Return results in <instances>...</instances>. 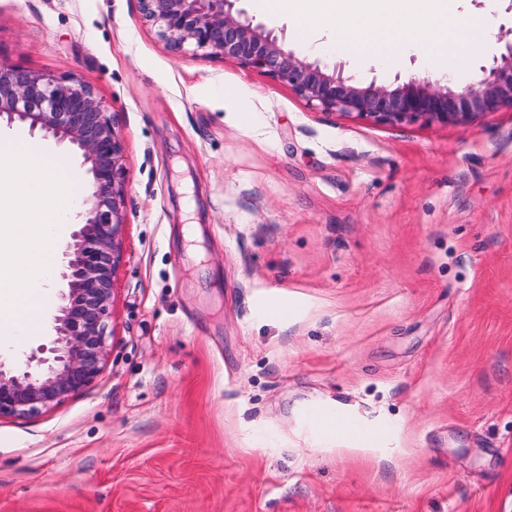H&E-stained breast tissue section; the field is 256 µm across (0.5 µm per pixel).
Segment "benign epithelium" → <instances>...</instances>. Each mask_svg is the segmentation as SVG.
Here are the masks:
<instances>
[{
    "label": "benign epithelium",
    "instance_id": "7a95c632",
    "mask_svg": "<svg viewBox=\"0 0 512 512\" xmlns=\"http://www.w3.org/2000/svg\"><path fill=\"white\" fill-rule=\"evenodd\" d=\"M236 0H139L144 20L174 53L192 51L259 68L288 85L308 105L377 124L420 119L468 125L512 108V40L501 63L463 91L411 78L395 87H360L341 69L320 66L286 50L282 39L234 11ZM39 131L69 143L83 158L88 186L62 251L66 291L53 317L51 346L31 354L27 369L0 363V416L27 417L81 393L107 356L114 273L125 226L124 145L111 112L88 84L0 61V124Z\"/></svg>",
    "mask_w": 512,
    "mask_h": 512
}]
</instances>
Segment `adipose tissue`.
I'll list each match as a JSON object with an SVG mask.
<instances>
[{
    "instance_id": "ef3b65f1",
    "label": "adipose tissue",
    "mask_w": 512,
    "mask_h": 512,
    "mask_svg": "<svg viewBox=\"0 0 512 512\" xmlns=\"http://www.w3.org/2000/svg\"><path fill=\"white\" fill-rule=\"evenodd\" d=\"M261 11L287 12L300 30L327 29L334 44L347 51L389 57L409 47L434 56L438 46L464 37L489 39L495 28L491 14L464 17L452 13L448 0H256Z\"/></svg>"
}]
</instances>
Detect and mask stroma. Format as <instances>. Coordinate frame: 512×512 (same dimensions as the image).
I'll return each mask as SVG.
<instances>
[{"label":"stroma","mask_w":512,"mask_h":512,"mask_svg":"<svg viewBox=\"0 0 512 512\" xmlns=\"http://www.w3.org/2000/svg\"><path fill=\"white\" fill-rule=\"evenodd\" d=\"M236 7L359 85L445 77ZM459 10L495 25L444 47L460 91L504 53L512 0ZM0 60L91 84L127 179L108 360L0 418V512H512L511 109L328 114L170 51L138 0H0ZM59 293L40 332L0 338L6 366L49 343Z\"/></svg>","instance_id":"35a3bbf8"}]
</instances>
